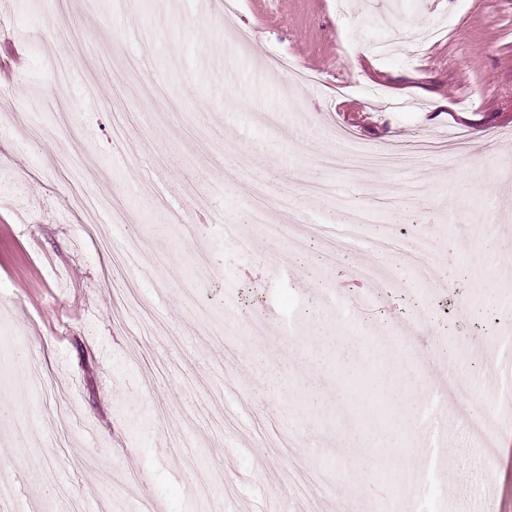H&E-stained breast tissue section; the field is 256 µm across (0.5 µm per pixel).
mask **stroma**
Returning <instances> with one entry per match:
<instances>
[{
    "instance_id": "stroma-1",
    "label": "stroma",
    "mask_w": 512,
    "mask_h": 512,
    "mask_svg": "<svg viewBox=\"0 0 512 512\" xmlns=\"http://www.w3.org/2000/svg\"><path fill=\"white\" fill-rule=\"evenodd\" d=\"M251 40L224 46V0H0V44L22 61L0 80V505L9 512H477L512 486V405L490 354L512 335V0H234ZM308 74L270 71L269 57ZM140 68L129 73L127 63ZM451 138L445 153L352 177L326 155ZM303 197V248L281 269L248 223ZM395 209L386 231L432 250L421 266L357 228L342 263L324 249L350 211ZM197 227L184 243L168 220ZM156 269L140 277L139 267ZM376 267L351 306L329 289ZM353 336L359 352L410 325L400 393L366 377L369 416L305 404L304 369L280 390L251 365L287 344L251 321ZM460 353L496 406L497 453L459 406L425 419L435 352ZM398 428L403 478L383 488L343 462Z\"/></svg>"
}]
</instances>
